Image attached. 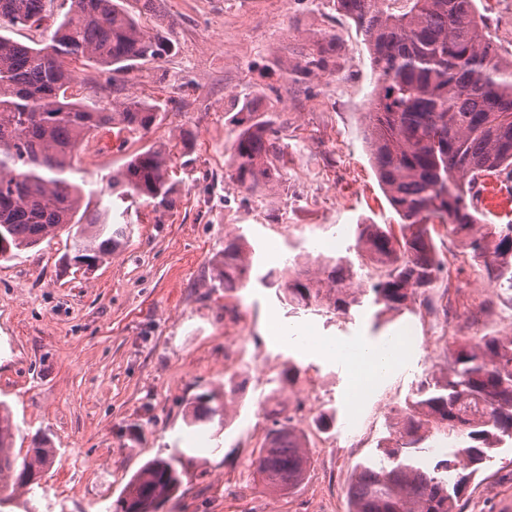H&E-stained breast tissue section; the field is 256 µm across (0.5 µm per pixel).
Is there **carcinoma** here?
Segmentation results:
<instances>
[{
	"label": "carcinoma",
	"instance_id": "obj_1",
	"mask_svg": "<svg viewBox=\"0 0 512 512\" xmlns=\"http://www.w3.org/2000/svg\"><path fill=\"white\" fill-rule=\"evenodd\" d=\"M41 47L4 32L39 27L45 0H0V261L66 235L62 261L94 268L129 239L130 224H82L85 196L118 203L139 200L154 212L176 206L169 147L137 153L97 191L86 189L79 151L95 130L148 134L160 106L112 100V106L72 92L69 60L82 58L116 78L137 61H157L173 45L147 34L129 0H69ZM367 47L373 87L364 141L379 186L398 217L395 224H358L352 250L371 270L358 272L348 255L326 257L317 268L294 260L281 271L255 274L256 251L239 235L224 243L213 264L224 290L256 280L295 310L348 315L368 301L379 320L388 314L435 310L443 263L435 238L456 237L486 276L512 290V222L483 224L471 204L474 179L485 171L512 180V58L498 52L475 0H333ZM229 155L231 177L262 192L271 172L285 166L283 127L271 118L238 120ZM196 398L188 424L223 419L214 392ZM389 443L355 472L349 512H461L469 480L492 449L512 440V337L456 341L449 370L426 379L406 411L389 424ZM16 426L0 403V490H33L24 479L49 469L56 449L35 439L17 462L9 449ZM443 440L448 460L428 463ZM309 456L305 435L285 416L272 422L256 473L273 490L298 484ZM185 471L171 456L145 463L129 479L114 512H153L170 499Z\"/></svg>",
	"mask_w": 512,
	"mask_h": 512
}]
</instances>
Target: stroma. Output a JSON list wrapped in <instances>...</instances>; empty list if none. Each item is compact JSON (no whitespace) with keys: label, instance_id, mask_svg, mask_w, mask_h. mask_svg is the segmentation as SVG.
<instances>
[{"label":"stroma","instance_id":"35a3bbf8","mask_svg":"<svg viewBox=\"0 0 512 512\" xmlns=\"http://www.w3.org/2000/svg\"><path fill=\"white\" fill-rule=\"evenodd\" d=\"M148 34L174 44L170 55L140 61L121 82L88 62L76 65L82 96L165 103L144 137L118 129L90 136L79 167L101 182L136 153L189 135L186 165L175 168L177 202L168 212L132 206L130 243L94 271L61 266L56 238L0 263V401L18 426L13 453L48 435L56 457L39 487L14 493L0 512H113L131 476L147 461L183 456L185 475L161 512H348L357 466L379 455L388 425L425 378L443 370L448 349H408L369 393L366 431L351 447L340 424L349 407L342 361L303 352L309 326L341 342L378 340L403 325L425 333L449 318L464 336H512V292L491 286L458 239L436 241L448 275L436 297L447 314L405 312L374 330L373 309L348 318L292 312L274 289L251 283L215 287L212 260L245 236L258 269H283L307 240L337 225L390 224L363 139L372 89L368 50L332 0H161L141 10ZM323 59V67L312 62ZM279 113L288 164L275 193L255 197L231 177L238 114ZM265 369L262 384L224 362ZM227 395L223 423L188 426L199 394ZM317 385V412L337 424L316 429L297 415L293 394ZM290 415L308 437L304 480L272 493L255 472L273 416ZM463 512H512V442L483 464Z\"/></svg>","mask_w":512,"mask_h":512}]
</instances>
